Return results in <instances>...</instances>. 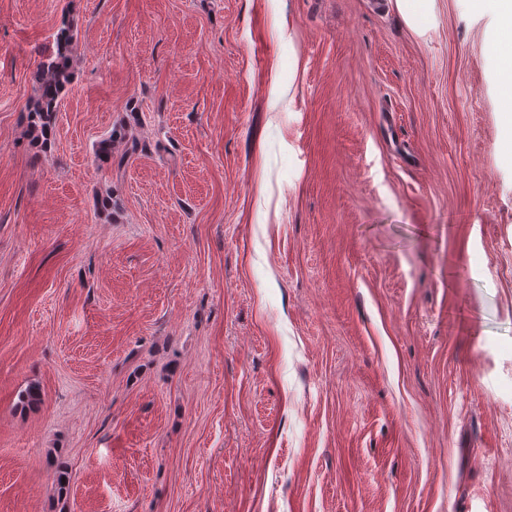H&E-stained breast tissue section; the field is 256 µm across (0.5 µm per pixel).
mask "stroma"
<instances>
[{
	"label": "stroma",
	"mask_w": 512,
	"mask_h": 512,
	"mask_svg": "<svg viewBox=\"0 0 512 512\" xmlns=\"http://www.w3.org/2000/svg\"><path fill=\"white\" fill-rule=\"evenodd\" d=\"M422 3L0 0V512H512V0ZM76 51V37L71 26L61 27L55 35L54 46L36 68L37 95L26 112L34 131L47 137L53 131L59 96L69 82L70 62Z\"/></svg>",
	"instance_id": "obj_1"
}]
</instances>
